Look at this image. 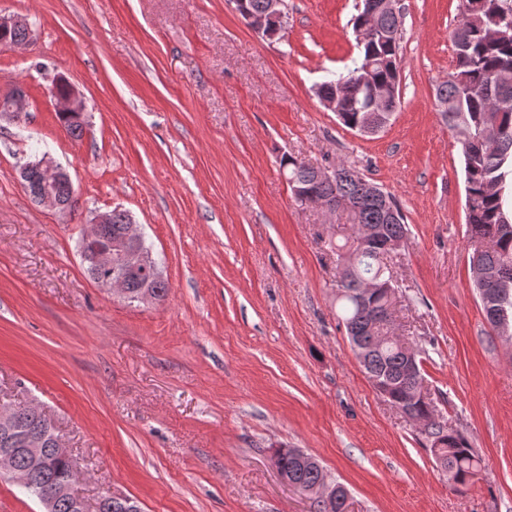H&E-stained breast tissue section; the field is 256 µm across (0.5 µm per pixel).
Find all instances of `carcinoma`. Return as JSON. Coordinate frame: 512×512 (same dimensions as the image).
Segmentation results:
<instances>
[{
    "label": "carcinoma",
    "mask_w": 512,
    "mask_h": 512,
    "mask_svg": "<svg viewBox=\"0 0 512 512\" xmlns=\"http://www.w3.org/2000/svg\"><path fill=\"white\" fill-rule=\"evenodd\" d=\"M403 14H381L376 18V33L362 30V14L354 18L355 30L361 31L362 54L347 73L319 85L318 92L336 98L341 123L353 130L367 126L384 128L386 121L370 108L367 74L375 82L399 88L400 41ZM451 38L456 63L448 80L436 88V97L448 100V123L457 130L464 159L467 236L472 253L480 254L488 266H495L512 282V213L504 210L512 187V0H461L457 24ZM61 127L72 137L83 133L84 121L77 115L57 114ZM496 121L500 138L486 146H474L484 126ZM288 181L291 188L305 194L344 203L343 211L350 221V231L374 224L379 236L363 243L350 239L346 252L337 254V300L341 304L338 318L356 350L366 374L378 379L377 392L393 408L406 415L429 444L435 462L457 486L475 482L481 472L482 459L460 431L448 430V424L435 419L434 410L412 399L414 385L424 380L421 350L407 337L378 340L375 337V311L387 304L386 289L392 287L386 276L384 259L388 245L405 240L407 227L397 202H392L396 219L389 220L388 211L370 199V183L344 163L331 165V180L318 176L317 169L296 159H288ZM130 215L125 210H112V221L103 225L102 239L116 245L124 243ZM82 263L91 279L99 285L123 276L130 293L129 301H137L142 289L152 292L154 300L164 299L169 283L150 273L129 272L115 265L99 268L87 250H82ZM376 285L369 300L360 297L364 282ZM489 324L501 336L512 338V287L496 288L478 294ZM413 366L408 374L407 366ZM15 411L23 427L46 429L47 416L35 406H18ZM273 464L294 490L308 495L322 479L323 467L312 455L302 458L297 448H275ZM14 470L25 477L22 488L35 497L56 496L53 512H72L71 501L58 496L65 481L66 463L46 452L40 467L19 455L13 460Z\"/></svg>",
    "instance_id": "obj_1"
}]
</instances>
